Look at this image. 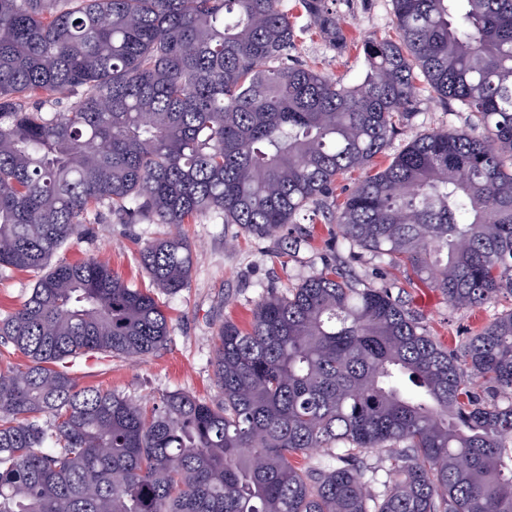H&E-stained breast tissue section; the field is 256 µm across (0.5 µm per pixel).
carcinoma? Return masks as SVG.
<instances>
[{"label":"carcinoma","instance_id":"carcinoma-1","mask_svg":"<svg viewBox=\"0 0 512 512\" xmlns=\"http://www.w3.org/2000/svg\"><path fill=\"white\" fill-rule=\"evenodd\" d=\"M328 2L0 0V267L36 277L0 316L27 360L0 358V512H512V310L451 349L331 265L219 326L212 400L62 369L164 345L204 217L270 236L311 208L452 308L512 296V0H392L355 87L291 55L296 11L354 44ZM420 74L483 134L428 131L375 172ZM103 208L174 229L139 250L154 289L51 263Z\"/></svg>","mask_w":512,"mask_h":512}]
</instances>
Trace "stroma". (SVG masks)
Returning <instances> with one entry per match:
<instances>
[{
    "label": "stroma",
    "instance_id": "stroma-1",
    "mask_svg": "<svg viewBox=\"0 0 512 512\" xmlns=\"http://www.w3.org/2000/svg\"><path fill=\"white\" fill-rule=\"evenodd\" d=\"M334 5L345 16L356 46L341 53L332 50L302 16L297 20L302 33L293 55L341 85L353 87L364 81L369 70L361 40L395 34L392 0H334ZM466 124L458 104L439 101L421 79L416 83L414 115L399 125L391 147L399 149L435 128L460 129ZM183 230L197 257L187 288L166 301L171 317L166 345L140 358L86 354L70 368L79 386L110 389L136 401L173 390L215 397L211 360L219 326L230 320L249 327L252 309L267 291L288 292L328 264L343 267L373 286L395 283L403 287L431 335L448 347L512 310L509 297L473 309L448 307L439 292L410 281L407 270L389 267L368 252L349 250L335 225L310 213L286 231L263 238L245 233L238 225L208 218L184 225ZM168 231L165 224H123L106 214L92 219L86 234L68 243L58 256L66 261L106 260L123 279L146 288L150 280L139 265L138 251ZM292 236L303 237L299 249L289 247Z\"/></svg>",
    "mask_w": 512,
    "mask_h": 512
}]
</instances>
